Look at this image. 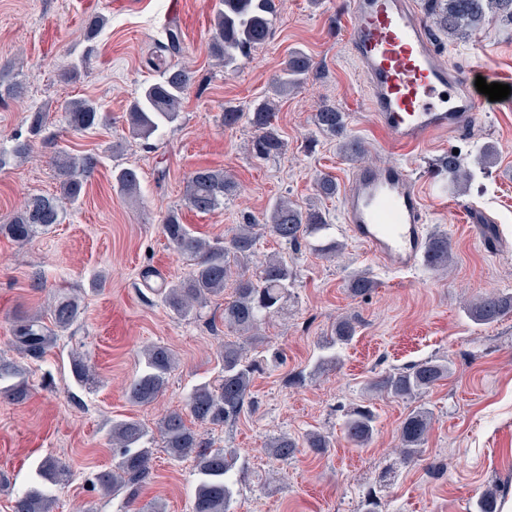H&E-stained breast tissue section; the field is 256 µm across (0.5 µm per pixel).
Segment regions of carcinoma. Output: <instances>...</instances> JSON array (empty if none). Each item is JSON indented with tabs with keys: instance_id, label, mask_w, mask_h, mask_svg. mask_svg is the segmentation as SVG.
I'll return each mask as SVG.
<instances>
[{
	"instance_id": "obj_1",
	"label": "carcinoma",
	"mask_w": 512,
	"mask_h": 512,
	"mask_svg": "<svg viewBox=\"0 0 512 512\" xmlns=\"http://www.w3.org/2000/svg\"><path fill=\"white\" fill-rule=\"evenodd\" d=\"M209 43L211 56L224 65L248 54L264 44L271 33L273 0H220ZM429 22L440 33L464 40L476 34L486 19L496 16L512 24V0H426ZM156 51L176 57L182 53V39L178 26L166 29L165 40L155 46ZM313 59L302 51L292 52L284 62L281 74L272 88L283 94L298 85L313 69ZM193 84V76L185 67L174 64L158 79L143 87L127 109L131 132L147 140L161 126L175 122L183 101ZM68 126L74 131H87L106 121V115L88 98H72L62 105ZM247 119L255 128L256 136L250 152L259 160H266L284 148V142L275 122V106L264 101L250 112L229 110L224 113V126L232 127ZM318 128L341 139L344 153L356 159L365 155L362 143L345 138V115L336 107L323 104L316 113ZM46 113L38 110L29 115L28 133L31 138L45 130ZM54 165L59 177V195L34 196L24 201L6 222L0 224V235L16 243H27L39 234L48 232L63 221L64 203H76L83 190L84 180L97 165L91 154L74 156L61 153ZM441 171L455 185H465L471 172L460 154L448 152L439 162ZM119 191L126 197H135L140 190V177L134 168H121L112 173ZM234 190V182L220 169L200 167L189 176L186 186L188 206L199 213H210L224 206V197ZM331 229L326 216L317 208H301L279 199L273 203L264 219L251 214L242 215L236 232L224 240H206L182 222L177 211L165 217L162 231L173 250L191 261L189 277L180 281H161L155 292L164 305L180 319H194L210 298L224 294L228 281H233L234 294L224 302V324L237 331L235 341L222 345L219 357L221 376L214 382L194 386L185 399V410H173L157 423V434L162 447L177 461L190 459L194 463L197 484L193 512H231V476L238 462L234 448H215L202 438L186 417L201 425L220 427L236 419L244 409L254 378L263 361L244 356V344L250 333L262 322L285 310L290 288L296 279V270L281 258L264 262L259 275L248 274L257 238L268 233L286 245L298 247L301 241L318 236ZM453 255L448 235L435 232L426 244L424 263L433 271L448 268ZM376 282L365 271H357L348 279L347 290L353 297L369 294ZM469 319L477 325H491L512 315V293L488 292L476 297L466 309ZM81 314L80 299L60 297L51 310L52 325H47L38 314L19 315L11 325L12 345L22 359H39L57 339V333L68 330ZM357 332L355 321L345 317L336 321L322 347L334 349L349 344ZM143 367L131 380L127 395L135 405L153 403L166 389L168 376L176 364L171 349L151 345L142 352ZM336 355L321 357L313 369L288 378V384L303 383L307 377L333 370ZM71 371L78 384H86L93 376V366L81 354L72 355ZM448 362L426 359L403 369L385 371L367 383V390L394 399L415 400L429 392L448 377ZM30 392L26 368L16 360L0 359V398L20 403ZM377 416L368 405H359L347 411L344 430L348 441L358 447L366 446L373 438ZM433 421V412L425 404L415 406L399 428V461L406 464L422 452ZM108 441L118 452V461L108 471L98 473L94 489L102 499L123 497L132 512H165V505L153 501L139 505L144 485L152 474L154 437L135 419L112 422ZM331 447L328 436L318 430L302 435V440L281 434L269 439L266 448L282 462L293 460L300 449L323 454ZM70 478L68 466L54 457L44 458L37 469V480L17 498L14 512H54L57 498L52 488L65 485ZM499 485H488L473 502V512H500Z\"/></svg>"
}]
</instances>
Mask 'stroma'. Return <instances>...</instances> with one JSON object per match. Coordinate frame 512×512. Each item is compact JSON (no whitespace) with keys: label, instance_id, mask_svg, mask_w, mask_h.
Here are the masks:
<instances>
[{"label":"stroma","instance_id":"1","mask_svg":"<svg viewBox=\"0 0 512 512\" xmlns=\"http://www.w3.org/2000/svg\"><path fill=\"white\" fill-rule=\"evenodd\" d=\"M0 0V72L15 77L21 97L0 98V220L34 195H55L59 180L52 164L59 152L94 154L98 165L78 203L66 206L64 220L25 245L0 236V357L13 358L10 327L24 311L49 314L60 293L82 297L84 309L71 329L60 333L43 358L28 360L29 398L0 401V512L35 479L49 455L71 470L58 494L57 512L91 504L97 512H127L122 499L100 498L95 475L111 468L117 453L107 439L113 421L133 418L155 429L166 413L182 409L192 386L215 380L218 352L236 334L225 326L222 309L232 288L213 299L200 317L173 315L155 292L159 277L182 278L190 263L174 253L161 231L168 212L199 235H230L244 213L263 216L279 198L325 210L343 250L327 258L314 240L299 247L262 235L250 264L288 254L298 273L288 312L267 320L258 343L246 349L260 359L278 349L282 358L265 367L251 388L240 417L214 431L203 430L214 447L237 449L232 475V512H359L362 497L380 487L382 512H467L486 486L503 488L502 505L512 504V316L476 326L464 302L500 290L512 292V106L492 102L476 122L445 134L423 152L399 150L395 136L375 128L364 104L367 80L350 49L355 22L349 0H274L272 33L251 56L229 66L216 64L209 41L219 0ZM108 25L93 41L84 38L92 17ZM181 28L184 51L178 58L194 73L177 122L151 141L134 138L126 112L141 86L159 67L149 57L169 24ZM437 51L457 72L494 69L512 84V24L486 23L467 41L433 35ZM310 55L314 68L304 82L273 97L272 81L289 52ZM79 62L77 74L61 79L63 66ZM86 97L101 105L105 125L82 133L70 130L60 110L64 100ZM275 98L276 124L285 150L256 161L249 145L256 134L247 122L228 128L224 112L252 111ZM344 112L348 133L368 149L374 167H408L425 187L429 210L426 233H447L454 260L448 271L425 265L395 271L365 252L343 222L342 199L356 161L343 156L337 138L315 124L320 105ZM48 114L37 139L28 134V116ZM32 140L28 160L14 158V146ZM496 145L498 161L482 170L484 144ZM465 157L474 173L460 191L436 165L451 150ZM137 168L141 198L131 201L112 182L115 166ZM199 167L224 170L236 183L234 195L208 214L190 210L185 190ZM335 179L339 194L325 199L319 178ZM156 277L143 279L145 269ZM370 272L377 288L351 297V272ZM105 277L101 291L90 289L94 275ZM357 320L353 342L339 349V363L323 375L310 371L323 353L322 340L337 319ZM161 344L177 364L155 402L131 404L126 389L141 369V350ZM90 354L97 381L77 385L71 355ZM428 358L448 360L450 374L420 401L372 395L365 384L378 373ZM309 372L304 385L288 376ZM434 420L421 457L409 466L395 463L393 449L401 422L416 403ZM374 406L378 420L362 448L345 437L344 415L352 407ZM318 429L333 440L322 456L302 453L289 464L268 455L273 436H302ZM197 477L192 460L169 459L156 448L153 475L142 502L165 503L167 512H191Z\"/></svg>","mask_w":512,"mask_h":512}]
</instances>
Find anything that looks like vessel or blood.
Returning a JSON list of instances; mask_svg holds the SVG:
<instances>
[{"instance_id":"b4317fda","label":"vessel or blood","mask_w":512,"mask_h":512,"mask_svg":"<svg viewBox=\"0 0 512 512\" xmlns=\"http://www.w3.org/2000/svg\"><path fill=\"white\" fill-rule=\"evenodd\" d=\"M357 19L350 46L366 74L367 107L376 126L395 134L398 146H427L443 133L466 128L482 111L470 95L447 98L449 85L469 77L449 74L406 0H350ZM344 222L388 267L407 270L423 249L426 209L420 183L401 165L357 167L343 195Z\"/></svg>"}]
</instances>
